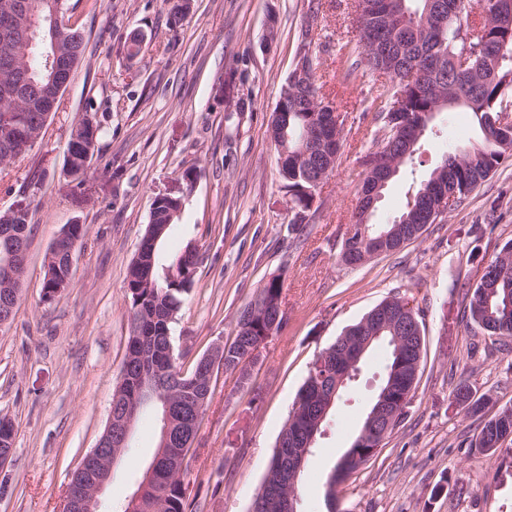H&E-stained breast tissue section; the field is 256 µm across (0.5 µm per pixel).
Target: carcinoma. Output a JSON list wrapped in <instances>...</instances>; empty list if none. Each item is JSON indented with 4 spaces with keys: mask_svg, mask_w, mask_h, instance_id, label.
Instances as JSON below:
<instances>
[{
    "mask_svg": "<svg viewBox=\"0 0 512 512\" xmlns=\"http://www.w3.org/2000/svg\"><path fill=\"white\" fill-rule=\"evenodd\" d=\"M492 0H355L358 14V34L355 47L348 55H357L351 69L365 64L372 72L383 65L390 69L387 84L374 100L376 119L383 132L380 150L368 162L379 160L380 165L395 166L394 174L413 162L421 148L427 131L433 130L432 122L441 112L463 108L471 114L479 136L466 148H456L440 154L433 169L415 188L406 192L403 210L385 224L363 223V211H358L353 237L344 240L342 247L364 244L358 226L364 224L371 236L398 228L404 239L390 247L394 253L406 244L417 240L427 222H436L443 212L431 214L439 203V195L448 193L452 199L450 210L461 206L467 197L483 183L512 150V131L494 127L492 120L499 112L512 109V14L493 11ZM446 6L445 28L435 25L425 14H434L439 5ZM56 5V0H31L30 8L40 22L28 43L26 24L15 23V33L8 49L14 68L0 74V81L18 84L32 82L39 86L48 83L49 72L45 66L46 35L43 25ZM422 67L427 71L426 85L410 96L407 103L394 108L395 87L412 72ZM285 101L276 105L268 124L270 137L288 133V166L279 169L283 188L289 203L302 215L310 209L315 195L312 180L333 163L332 156L339 154L343 128L330 125V113L337 111L332 99L323 93V85L312 80L305 86L293 88L285 85ZM38 107L22 100L0 97V136L12 125L21 126L10 152L0 148V164L13 163L28 155L23 150L28 138L45 135L46 128L38 120ZM178 208L173 202L156 206L158 219L154 230L163 244L169 236L171 225L166 223L168 209ZM159 254H154L150 288L136 278V266L130 265L127 288L131 299V322H139V335L128 337L134 346V358L128 361V379L123 391L131 392L144 381L155 376L165 379L168 389L175 391L171 406L172 417L180 422L195 420L190 395L182 392V384L194 372L181 373L176 358L169 356L172 344L171 330L181 307L183 296L191 287L196 271V258L186 249L164 274L158 272ZM489 266L505 274L503 281L485 290L473 289L469 301L467 322L482 325V330L498 339L512 338V243L489 262ZM284 279L273 275L259 289L257 303L274 308L282 299ZM388 321L396 326L407 319H416L422 326L419 312L403 297L383 300ZM270 324L266 312L259 310L246 324L243 336L234 339L224 350V371L238 370L247 375V362L252 360L247 345L256 344L267 332ZM328 364L313 363L300 388L297 398L305 400L304 410L314 415L318 412L319 390L325 387L324 374ZM370 459L357 443L338 459L329 479L326 493L328 512H336L337 481L359 470ZM281 470L280 458L272 455L265 479L271 483L273 493L265 503V512H279L281 493L274 492ZM156 479L165 485V492L158 497L146 491L140 512H195L189 500L184 480L173 474L170 459L158 460Z\"/></svg>",
    "mask_w": 512,
    "mask_h": 512,
    "instance_id": "obj_1",
    "label": "carcinoma"
}]
</instances>
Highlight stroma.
<instances>
[{
    "mask_svg": "<svg viewBox=\"0 0 512 512\" xmlns=\"http://www.w3.org/2000/svg\"><path fill=\"white\" fill-rule=\"evenodd\" d=\"M64 10L85 36V61L44 138L24 159L0 165V211L29 207L32 224L22 298L0 332V418L15 428L0 468V512H58L103 433L127 350L128 267L158 196L184 202L161 264L186 243L198 247L172 330L183 372L215 341H233L241 307L266 278H284L288 321L248 384L215 375L185 478L197 512H248L315 359L393 296L423 318L421 376L386 446L337 486L340 512H512V447L490 456L466 445L512 406V345L464 318L481 267L512 241V157L419 239L352 269L339 252L356 220L364 161L381 139L378 86L340 50L357 31L354 0H192L179 23L165 0H64ZM135 30L145 40L132 59ZM304 37L320 59L318 81L346 116L336 168L299 224L267 127ZM86 116L101 134L78 184L64 172V151ZM437 125L441 138L424 141L414 172L387 187L372 223L403 208L412 177H424L441 149L478 138L462 109ZM76 223L87 236L73 284L43 301L45 253ZM382 361V349L371 352L331 412L298 484L301 512H326V478L378 391ZM462 381L485 396L480 412L455 397ZM157 440L156 419L141 416L100 497L103 512H122Z\"/></svg>",
    "mask_w": 512,
    "mask_h": 512,
    "instance_id": "1",
    "label": "stroma"
}]
</instances>
